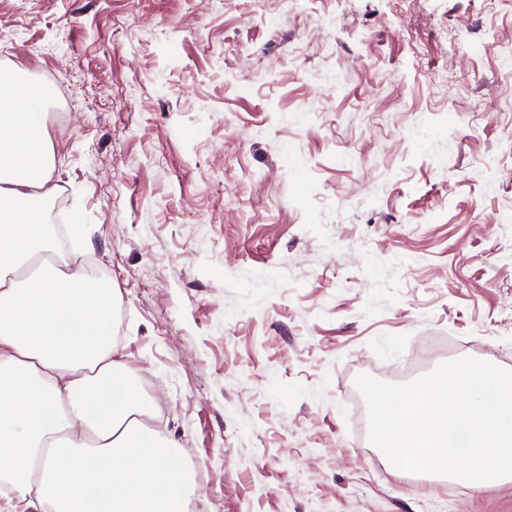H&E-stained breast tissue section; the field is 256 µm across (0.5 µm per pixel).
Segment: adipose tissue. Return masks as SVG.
Returning a JSON list of instances; mask_svg holds the SVG:
<instances>
[{
  "label": "adipose tissue",
  "mask_w": 512,
  "mask_h": 512,
  "mask_svg": "<svg viewBox=\"0 0 512 512\" xmlns=\"http://www.w3.org/2000/svg\"><path fill=\"white\" fill-rule=\"evenodd\" d=\"M51 91L0 68V512H188L189 477L112 346L116 292L48 263Z\"/></svg>",
  "instance_id": "ef3b65f1"
}]
</instances>
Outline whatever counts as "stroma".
I'll return each instance as SVG.
<instances>
[{"label": "stroma", "instance_id": "stroma-1", "mask_svg": "<svg viewBox=\"0 0 512 512\" xmlns=\"http://www.w3.org/2000/svg\"><path fill=\"white\" fill-rule=\"evenodd\" d=\"M512 0H0L41 212L107 269L192 512H512L395 468L355 385L512 370Z\"/></svg>", "mask_w": 512, "mask_h": 512}]
</instances>
